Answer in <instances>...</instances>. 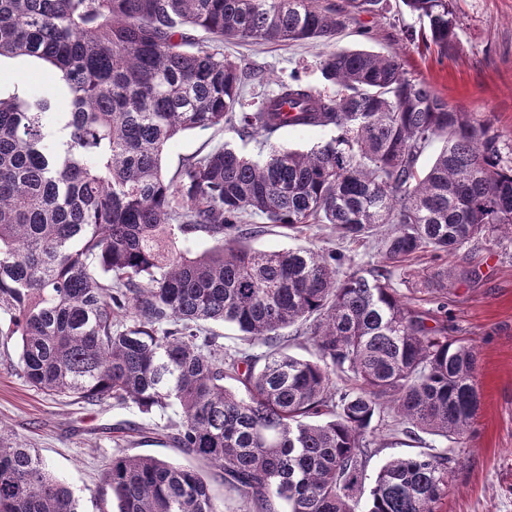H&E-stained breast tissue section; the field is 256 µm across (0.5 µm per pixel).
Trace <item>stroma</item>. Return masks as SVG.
Listing matches in <instances>:
<instances>
[{
    "mask_svg": "<svg viewBox=\"0 0 512 512\" xmlns=\"http://www.w3.org/2000/svg\"><path fill=\"white\" fill-rule=\"evenodd\" d=\"M463 25L458 49L438 56L434 46L403 42L401 26L419 27L401 0H388V17L361 15L358 21L324 43H221L231 59L248 58L260 71L247 85V102L259 101L278 81L300 72L315 87L323 81L318 58L329 50L363 49L398 54L412 77L427 82L457 109L492 124L502 145H512V0H455ZM54 79L48 67L24 58L0 60V93L15 87L43 92ZM231 144L249 158H264L259 139H240L231 128L193 131L175 138L166 148L163 166L174 174L183 159ZM337 244L331 226L318 224L293 235L269 227L254 234L258 250L310 247L332 249ZM448 334L475 345L478 352L480 406L470 431L457 444H444L424 434L420 439L388 437L366 466L374 479L388 459L421 452L447 450L456 465L450 475L442 512H512V243L490 233L449 255ZM17 341L0 346V424L6 435L37 448L50 469L64 479L82 512H110L101 500V473L117 454H151L200 472L216 500L224 499V484L208 464L185 455L166 438L136 434L116 439L110 427L124 421L145 422L132 404L112 401L98 405L53 398L29 387L15 371ZM225 500V499H224Z\"/></svg>",
    "mask_w": 512,
    "mask_h": 512,
    "instance_id": "1",
    "label": "stroma"
}]
</instances>
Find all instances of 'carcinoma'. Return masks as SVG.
<instances>
[{"label": "carcinoma", "mask_w": 512, "mask_h": 512, "mask_svg": "<svg viewBox=\"0 0 512 512\" xmlns=\"http://www.w3.org/2000/svg\"><path fill=\"white\" fill-rule=\"evenodd\" d=\"M316 2L0 0V59L58 75L51 93L0 94V342L19 339L17 372L38 392L165 419L156 429L221 473L248 512H441L446 450L387 461L364 492L380 427L458 443L479 408L474 347L401 294L392 270L512 234V148L396 54L326 52L318 68L335 93L293 74L246 103L251 64L212 43L329 42L357 15L388 11L387 0ZM401 2L423 22L402 40L455 50L453 0ZM226 125L262 135L266 158L226 143L164 177L176 136ZM288 127L336 136L306 151L272 143ZM249 217L375 237L386 265L344 271L336 250H257ZM423 287L445 310L448 269ZM226 323L266 351L224 349L210 325ZM292 327L316 359L283 351ZM1 434L0 512H81L34 449ZM101 481L118 512H224L200 473L153 456H114Z\"/></svg>", "instance_id": "carcinoma-1"}]
</instances>
